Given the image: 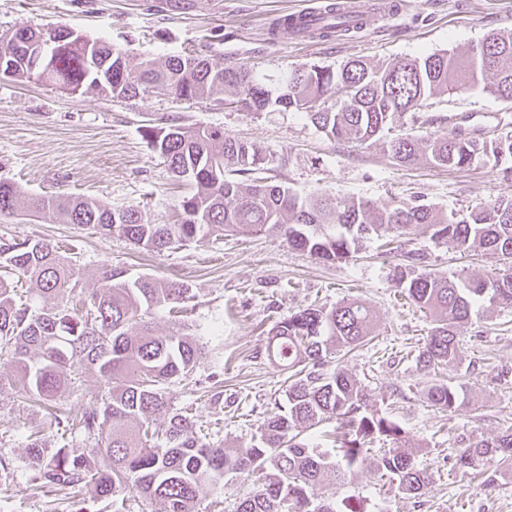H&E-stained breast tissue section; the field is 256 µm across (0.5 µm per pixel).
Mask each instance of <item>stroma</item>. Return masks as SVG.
I'll use <instances>...</instances> for the list:
<instances>
[{
    "instance_id": "obj_1",
    "label": "stroma",
    "mask_w": 512,
    "mask_h": 512,
    "mask_svg": "<svg viewBox=\"0 0 512 512\" xmlns=\"http://www.w3.org/2000/svg\"><path fill=\"white\" fill-rule=\"evenodd\" d=\"M329 0H0V33L19 27L67 26L90 39L127 49L131 64L192 52L227 65L277 72L292 66L338 67L361 58L377 64L442 50L461 51L486 36L512 31V0H353L362 14L359 32L330 40L270 36L272 22ZM426 123L411 115L394 121L393 133L426 139L451 131V116L492 135L512 127V103L478 90L431 98ZM224 128L270 151L261 170L268 183L299 197L317 193L365 198L384 206L417 195L446 212L475 207L496 195H512V183L488 158L463 168L420 160L403 165L382 142L359 146L328 139L303 112H253L211 98L178 99L156 89L136 99L71 93L30 78H0V179L25 195L82 196L118 210L136 206L150 220L174 224L192 192L143 136L145 127L170 123ZM45 239L62 247L80 270V284L97 286L103 266L131 276L179 281L195 299L187 311L157 309L148 320L157 334L180 332L199 346L189 379L170 388L173 409L192 418L207 440L247 447L277 406L287 407L288 373L272 364L269 331L289 312L308 305L332 306L355 299L368 306L375 330L349 353L330 355L327 369L352 373L370 402L390 409L406 445L431 480L418 496L397 491V481L368 467L345 481L328 473L318 499L341 502L365 497L367 512H512V468L488 462V481L470 479L455 454L472 436L491 440L512 424V310L488 302L474 306L458 329L456 362L437 382L456 388L460 405L440 411L423 399L429 379L414 357L432 327L429 315L409 305L393 269L398 254L385 255L370 238L349 260L325 263L292 248L274 233L209 236L153 253L118 235H101L74 224H57L19 212L0 217V240ZM400 252L423 253V270L469 280L498 267L495 255L476 250L461 256L416 226L397 239ZM39 430L48 450L79 454L91 447L83 433H65L32 407L17 373H0V457L11 464L0 475V512H114L111 500L86 498L78 489L39 487L27 453V436ZM258 486L254 477L227 474L198 505V512H238Z\"/></svg>"
}]
</instances>
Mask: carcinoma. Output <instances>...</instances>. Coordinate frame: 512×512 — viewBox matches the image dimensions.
<instances>
[{
    "label": "carcinoma",
    "mask_w": 512,
    "mask_h": 512,
    "mask_svg": "<svg viewBox=\"0 0 512 512\" xmlns=\"http://www.w3.org/2000/svg\"><path fill=\"white\" fill-rule=\"evenodd\" d=\"M358 28L356 20L339 13L317 22L284 16L273 23L272 34L330 39ZM50 39L54 51L37 78L73 93L130 99L160 88L192 99L229 91L230 103L238 107L305 112L328 138L359 145L380 139L394 119L407 112L420 119L426 101L448 91L480 90L512 102V31L480 41L477 59L467 51H439L376 66L353 59L335 70L295 66L269 74L189 53L146 58L132 69L126 63L127 51L103 40H81L66 27H22L0 34V66L11 70L13 78L32 77L31 59ZM144 136L176 177L195 185L194 194L182 201L180 223L158 224L135 208L114 211L85 197L32 196L26 202L30 215L115 231L154 253L215 232H272L318 260L335 263L351 257L368 235L406 236L419 224L431 231V238L460 253L491 252L500 268L468 282L415 272L424 259L415 250L403 253V262L396 265L403 292L433 322L416 356L417 367L426 374L454 364L457 328L476 303L486 300L512 309L511 198L498 197L467 214L450 215L417 197L385 208L363 198L302 199L280 185L237 179L263 169L269 159L259 147L222 128L177 123L167 129L148 127ZM386 144L401 164L421 155L439 167H462L490 156L498 165L512 160L508 130L488 139L456 127L425 142L400 134ZM21 198L17 186L0 180L1 216L14 214ZM0 267V361L20 374L26 395L51 411L57 427L96 436L90 453L102 461L97 466L62 448L50 456L41 431H32L27 449L35 480L42 486L78 488L97 499L134 494L160 501L164 512H195L200 496L224 474L247 472L262 474L265 481L241 502L239 512H283L287 499L294 512H366L359 496L339 505L317 501L315 490L324 474L331 470L345 481L356 468L369 465L383 476H396L400 493L416 495L427 484V471L410 454L389 447L400 442L402 429L387 411L369 404L362 383L342 370L323 371L333 352L351 350L371 336L373 314L362 302L344 300L330 308L309 305L276 323L265 351L271 362L296 371L288 386V411L266 417L258 443L226 448L203 440L190 417L171 408L168 386L193 371L196 343L180 334L158 335L146 321L153 308L188 306L194 299L190 288L176 281L130 278L105 265L99 286L85 297L69 306L38 307L18 296L14 279L28 281L39 297L58 296L78 286L72 261L42 239L1 240ZM32 350L39 355L35 364L28 362ZM85 366L99 374L103 394L75 415L58 411L53 403ZM422 394L437 409L452 412L458 407V394L447 384L431 383ZM162 414L168 421L157 427L156 417ZM333 417L340 429L335 452H318L300 439L301 433ZM376 439L385 447L370 448ZM488 456L512 461V426L492 442L477 439L458 449V470L474 471Z\"/></svg>",
    "instance_id": "1"
}]
</instances>
